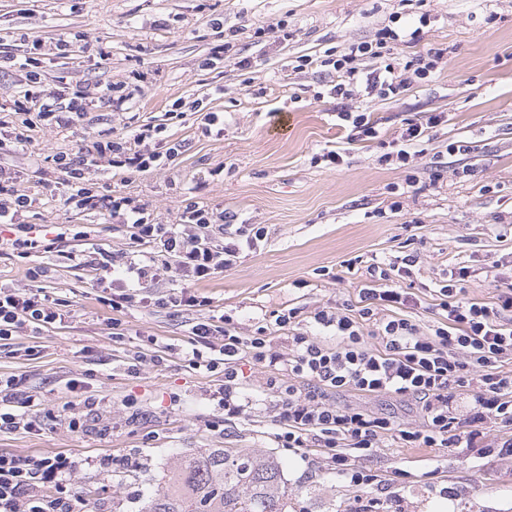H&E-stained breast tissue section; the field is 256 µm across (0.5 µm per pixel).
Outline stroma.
Returning a JSON list of instances; mask_svg holds the SVG:
<instances>
[{
	"mask_svg": "<svg viewBox=\"0 0 512 512\" xmlns=\"http://www.w3.org/2000/svg\"><path fill=\"white\" fill-rule=\"evenodd\" d=\"M277 23L288 39L255 32ZM386 26L402 35L391 63L444 49L432 76L394 98H336V76L319 59ZM75 34L77 52L58 56L57 39ZM27 36L45 45L37 67L43 86L81 91L87 112L65 127L37 126L28 149L0 151V167L16 172L34 199L22 223L74 224L88 237L28 258L0 251V288H30L27 269L40 265L42 287L69 311L63 324L26 327L0 343V375L15 376L20 396H34L41 424L0 431V453L66 454L79 463L72 484L83 512H139L178 459L260 448L281 463L290 512H353L355 495L324 457L276 446L264 370L244 363L242 392L254 407L248 420L225 422L212 398L221 373L191 369L183 358L196 311L107 305L109 271L79 258L91 243L132 253L130 235L99 215L66 211L54 158L129 126L165 125L169 142L181 146L168 166L145 173L103 166L99 190L140 199L161 224L177 223L192 200L265 226L259 247L199 287L210 301L206 314L231 315L238 335H253L288 307L305 316L356 308L368 266L408 254L418 262L401 285L421 301L411 319L429 330L439 319L434 291L449 272L466 269L468 297L488 304L512 281V0H0V54L23 58ZM224 43L251 68L214 59L213 47ZM301 56L315 66L295 69ZM109 84L131 93L129 110L112 111L101 99ZM177 100L184 117L172 121L167 112ZM344 108L367 113L377 138L359 139L338 117ZM209 112L221 113L222 124L205 126ZM430 112L447 120L413 162L386 160L405 124ZM458 141L468 153L449 152ZM327 150L342 153L339 168L317 162ZM334 400L403 425L421 422L413 401L391 395L345 391ZM73 417L80 428L69 427ZM126 455L137 468H104V460ZM355 464L388 478L407 472L389 512H512V456L408 448L388 438ZM449 484L459 491L452 500L439 494Z\"/></svg>",
	"mask_w": 512,
	"mask_h": 512,
	"instance_id": "obj_1",
	"label": "stroma"
}]
</instances>
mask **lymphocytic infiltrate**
<instances>
[{
  "label": "lymphocytic infiltrate",
  "mask_w": 512,
  "mask_h": 512,
  "mask_svg": "<svg viewBox=\"0 0 512 512\" xmlns=\"http://www.w3.org/2000/svg\"><path fill=\"white\" fill-rule=\"evenodd\" d=\"M399 38L396 30L386 27L375 40L322 59V66L336 73L337 97L344 100L362 93L395 97L412 79L428 78L444 49H427L411 77L404 78L393 64L383 61ZM43 47L41 39L28 40L24 58L28 87L13 102L20 129L11 143L20 149L30 143L27 131L33 122L62 126L66 114L86 110L80 93L41 85L32 66ZM161 132V127L141 124L121 138L95 141L78 159H56L63 207L127 225L138 246L133 259L105 258V266L112 270L111 305L116 310L135 302L141 284L156 280L164 271L173 272L181 282L169 294L168 305L185 310L203 306L194 285L231 268L243 249L256 248L266 236L261 225L235 223L232 215L214 213L194 201L185 204L177 223L157 224L141 201L100 194L93 175L102 160L135 172L167 165L179 148H153ZM16 181L13 172L0 167V227L9 229L11 246L22 253L51 251V244L31 236L29 226L21 223L32 200L17 189ZM216 227L222 233L218 244L211 237ZM416 262V255L409 254L385 268L370 266L372 283L359 291L356 316L320 309L303 320L293 308L278 314L274 324L288 332L287 352L272 349L267 329L240 336L231 316L212 315L194 322L191 347L184 353L193 368L223 371L224 382L215 396L228 422L251 413L250 402L241 395V358L265 369L278 447L320 449L337 477L358 491V512H381L388 486L380 475L356 468L351 458L370 454L386 437L412 448L480 444L486 454L512 455V372L502 369L512 359V327L502 321L504 313H512V282L486 304L468 298L459 278L449 276L436 293L443 319L425 333L415 321L398 314L399 309L419 304L416 295L400 285ZM387 307L395 308V315L379 317V310ZM64 318L59 300L44 289H0V341L11 339L25 325L48 327ZM13 386V379H0V430L36 428L33 400L16 399ZM342 391L414 399L421 406L423 423L403 426L381 413L329 402L330 393ZM490 421L502 429V436L485 439L483 426ZM75 466L65 455L22 460L0 454V512H77V498L68 481Z\"/></svg>",
  "instance_id": "obj_1"
}]
</instances>
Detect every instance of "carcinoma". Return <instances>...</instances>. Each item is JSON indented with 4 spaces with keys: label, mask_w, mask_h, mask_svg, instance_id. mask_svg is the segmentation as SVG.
Wrapping results in <instances>:
<instances>
[{
    "label": "carcinoma",
    "mask_w": 512,
    "mask_h": 512,
    "mask_svg": "<svg viewBox=\"0 0 512 512\" xmlns=\"http://www.w3.org/2000/svg\"><path fill=\"white\" fill-rule=\"evenodd\" d=\"M142 512H289L281 465L254 448H213L161 476Z\"/></svg>",
    "instance_id": "cac0c4a2"
}]
</instances>
